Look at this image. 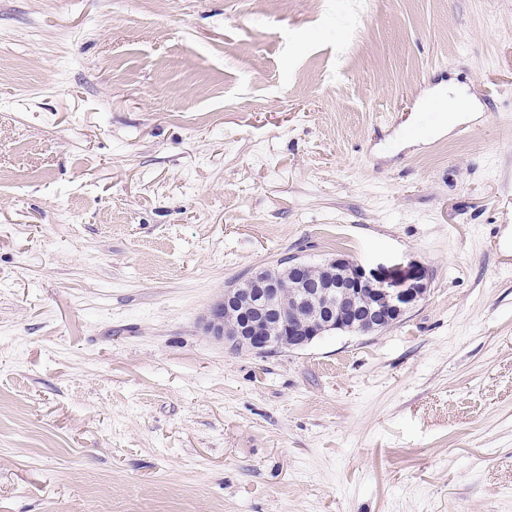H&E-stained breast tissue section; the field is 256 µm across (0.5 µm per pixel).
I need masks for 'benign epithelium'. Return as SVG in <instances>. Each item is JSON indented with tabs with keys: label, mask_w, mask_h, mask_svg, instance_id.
<instances>
[{
	"label": "benign epithelium",
	"mask_w": 512,
	"mask_h": 512,
	"mask_svg": "<svg viewBox=\"0 0 512 512\" xmlns=\"http://www.w3.org/2000/svg\"><path fill=\"white\" fill-rule=\"evenodd\" d=\"M422 263L368 264L338 255L312 267L293 258L253 270L206 309L204 331L257 355L299 350L331 332L374 334L401 321L430 288Z\"/></svg>",
	"instance_id": "benign-epithelium-1"
}]
</instances>
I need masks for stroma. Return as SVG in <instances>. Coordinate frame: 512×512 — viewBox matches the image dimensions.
Masks as SVG:
<instances>
[{"label":"stroma","mask_w":512,"mask_h":512,"mask_svg":"<svg viewBox=\"0 0 512 512\" xmlns=\"http://www.w3.org/2000/svg\"><path fill=\"white\" fill-rule=\"evenodd\" d=\"M338 255L430 290L204 331ZM0 512H512V0H0ZM446 99L448 101V116L442 121L441 130H444L446 125L448 130L451 129L457 121L463 118L465 113L472 111V105L463 91L456 92L454 97L448 95ZM309 270L324 281L305 285L295 278ZM430 280L428 268L413 259L368 264L338 255L312 267L292 258L276 275L258 268L224 288L202 325L210 336L257 355L299 350L335 331H384L425 299Z\"/></svg>","instance_id":"obj_1"}]
</instances>
